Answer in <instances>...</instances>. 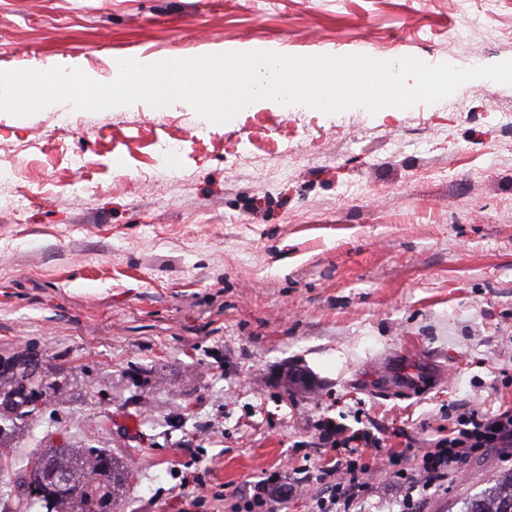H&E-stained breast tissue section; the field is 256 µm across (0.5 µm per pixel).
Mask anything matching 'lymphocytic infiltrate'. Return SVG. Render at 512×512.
<instances>
[{
  "label": "lymphocytic infiltrate",
  "mask_w": 512,
  "mask_h": 512,
  "mask_svg": "<svg viewBox=\"0 0 512 512\" xmlns=\"http://www.w3.org/2000/svg\"><path fill=\"white\" fill-rule=\"evenodd\" d=\"M448 431L432 440L418 466L407 463L404 452L385 448L382 437L366 430L346 432L344 427L323 429L320 439L329 455L317 463H298L293 469L303 482L322 484L314 498V512H355L373 491L368 475L378 455H386L391 483L405 491L403 505L413 512L430 491L447 489L457 480L464 462L492 449L512 448V406L452 407ZM294 483L273 471L247 488L225 493L230 512H275V506L292 494Z\"/></svg>",
  "instance_id": "obj_1"
}]
</instances>
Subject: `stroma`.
Wrapping results in <instances>:
<instances>
[{"label":"stroma","mask_w":512,"mask_h":512,"mask_svg":"<svg viewBox=\"0 0 512 512\" xmlns=\"http://www.w3.org/2000/svg\"><path fill=\"white\" fill-rule=\"evenodd\" d=\"M0 0V70L275 43L459 69L512 60V0ZM512 85L372 113L263 102L216 124L69 105L0 111V357L45 391L13 443L104 448L118 512H228L217 491L322 452L327 421L417 462L462 402L512 405ZM179 140L181 152L160 148ZM207 470L197 491L195 470ZM512 470L470 460L419 512Z\"/></svg>","instance_id":"stroma-1"}]
</instances>
